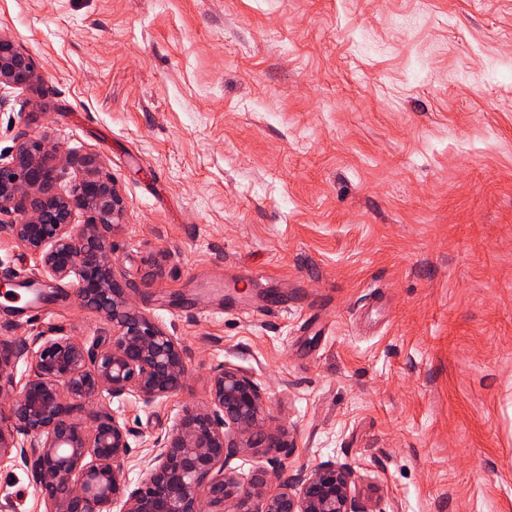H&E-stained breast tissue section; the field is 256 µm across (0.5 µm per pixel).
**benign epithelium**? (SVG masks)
Returning <instances> with one entry per match:
<instances>
[{
	"label": "benign epithelium",
	"instance_id": "benign-epithelium-1",
	"mask_svg": "<svg viewBox=\"0 0 512 512\" xmlns=\"http://www.w3.org/2000/svg\"><path fill=\"white\" fill-rule=\"evenodd\" d=\"M39 79L33 60L0 33V91ZM61 146L19 133L0 154V239L38 261L41 279L73 278L77 296L103 320L92 344L60 331L0 338V461L28 469L46 512H384L356 494L355 475L332 460L288 471L268 396L251 375L224 363L210 370L208 399L186 405L149 442L147 474L125 470L129 430L110 402L146 408L184 386L189 350L133 306L135 285L116 274L106 233L123 210L115 181L91 158L70 193L55 192L63 171L48 165ZM85 214L81 226L74 215ZM25 374L17 376L18 367ZM261 451L272 468L246 481L229 469L239 453Z\"/></svg>",
	"mask_w": 512,
	"mask_h": 512
}]
</instances>
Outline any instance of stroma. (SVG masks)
<instances>
[{
  "label": "stroma",
  "mask_w": 512,
  "mask_h": 512,
  "mask_svg": "<svg viewBox=\"0 0 512 512\" xmlns=\"http://www.w3.org/2000/svg\"><path fill=\"white\" fill-rule=\"evenodd\" d=\"M41 76L18 132L114 177L135 304L190 351L120 404L130 480L210 369L266 390L288 469L333 460L384 512H512V0H0ZM102 320L74 280L0 332ZM44 512L30 471L0 496Z\"/></svg>",
  "instance_id": "35a3bbf8"
}]
</instances>
